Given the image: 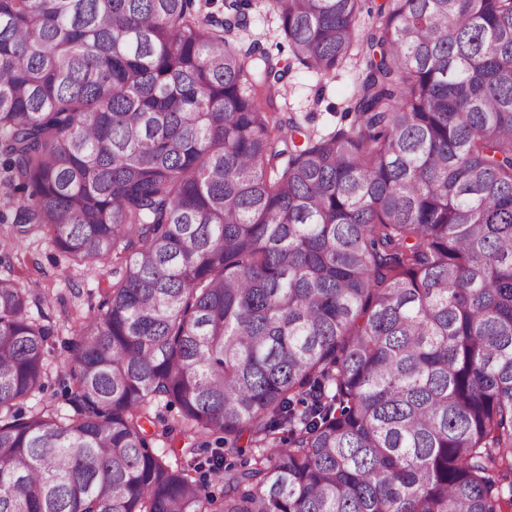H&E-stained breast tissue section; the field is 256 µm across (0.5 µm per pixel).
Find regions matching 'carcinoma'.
Segmentation results:
<instances>
[{
  "label": "carcinoma",
  "instance_id": "carcinoma-1",
  "mask_svg": "<svg viewBox=\"0 0 512 512\" xmlns=\"http://www.w3.org/2000/svg\"><path fill=\"white\" fill-rule=\"evenodd\" d=\"M246 7L0 0L13 228L112 261L67 411L17 408L52 329L0 280V512H512V0L364 34L361 0H270L299 64L368 52L328 135ZM216 432L251 448L219 500Z\"/></svg>",
  "mask_w": 512,
  "mask_h": 512
}]
</instances>
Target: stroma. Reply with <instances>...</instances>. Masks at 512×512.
Wrapping results in <instances>:
<instances>
[{
    "label": "stroma",
    "mask_w": 512,
    "mask_h": 512,
    "mask_svg": "<svg viewBox=\"0 0 512 512\" xmlns=\"http://www.w3.org/2000/svg\"><path fill=\"white\" fill-rule=\"evenodd\" d=\"M246 13L240 47H260L288 67L282 90L284 115L325 134L349 126L351 119L345 108L355 85L365 75L362 54H354L335 73L320 76L292 60L278 18L269 11L265 0H249ZM0 214L5 217L0 223V241L6 243L5 248H0V279L14 278L29 288L37 299L31 308L33 316L43 318L52 327L46 347L49 377L45 389L36 398L24 401L22 408L29 411L52 404L67 409L62 381L69 367L64 344L76 332V318L98 315L100 292L112 279V267L68 266L41 232L12 235L9 221L13 214L1 201Z\"/></svg>",
    "instance_id": "obj_1"
}]
</instances>
